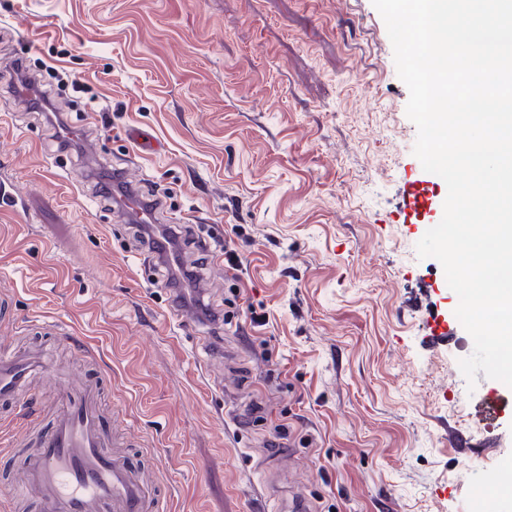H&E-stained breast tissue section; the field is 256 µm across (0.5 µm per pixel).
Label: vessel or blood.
<instances>
[{
	"instance_id": "obj_1",
	"label": "vessel or blood",
	"mask_w": 512,
	"mask_h": 512,
	"mask_svg": "<svg viewBox=\"0 0 512 512\" xmlns=\"http://www.w3.org/2000/svg\"><path fill=\"white\" fill-rule=\"evenodd\" d=\"M123 210L143 223L161 216L153 202L129 195ZM55 373L51 359L39 349L0 354V401L29 400L34 380ZM50 431L41 435L27 462L14 496L31 495L42 512H167L158 485L148 482L141 466L121 451L103 449L97 388L79 380L60 396Z\"/></svg>"
}]
</instances>
